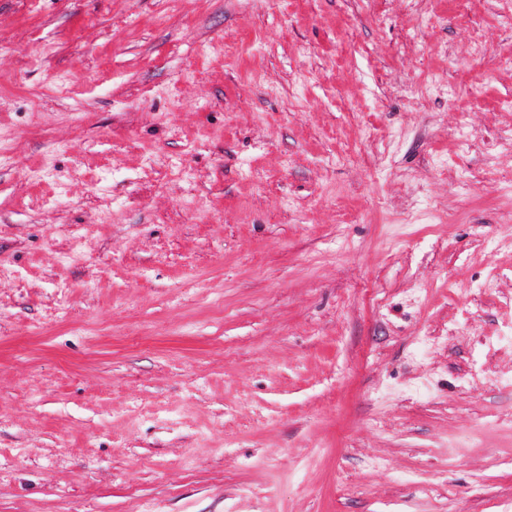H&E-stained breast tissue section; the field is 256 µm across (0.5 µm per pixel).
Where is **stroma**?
<instances>
[{
	"label": "stroma",
	"mask_w": 512,
	"mask_h": 512,
	"mask_svg": "<svg viewBox=\"0 0 512 512\" xmlns=\"http://www.w3.org/2000/svg\"><path fill=\"white\" fill-rule=\"evenodd\" d=\"M512 0H0V512H512Z\"/></svg>",
	"instance_id": "stroma-1"
}]
</instances>
